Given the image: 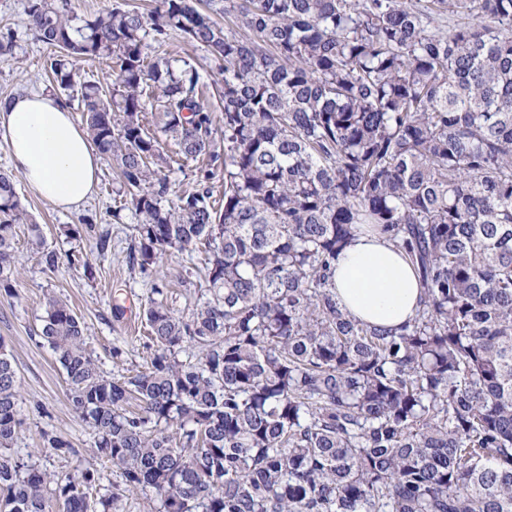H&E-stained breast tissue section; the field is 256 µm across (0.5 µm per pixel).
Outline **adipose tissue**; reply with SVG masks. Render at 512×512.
Instances as JSON below:
<instances>
[{
	"instance_id": "1",
	"label": "adipose tissue",
	"mask_w": 512,
	"mask_h": 512,
	"mask_svg": "<svg viewBox=\"0 0 512 512\" xmlns=\"http://www.w3.org/2000/svg\"><path fill=\"white\" fill-rule=\"evenodd\" d=\"M0 135L29 188L58 209H77L96 193L101 157L52 94L34 90L0 100ZM332 283L337 302L350 315L389 329L415 316L422 295L403 253L364 232L337 255Z\"/></svg>"
}]
</instances>
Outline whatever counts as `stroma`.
Listing matches in <instances>:
<instances>
[{"label": "stroma", "mask_w": 512, "mask_h": 512, "mask_svg": "<svg viewBox=\"0 0 512 512\" xmlns=\"http://www.w3.org/2000/svg\"><path fill=\"white\" fill-rule=\"evenodd\" d=\"M25 0H0V29L15 34L14 54L0 56V98L30 89L50 90L46 70L52 46L37 40L27 26ZM118 184L110 165H103L98 191L77 211L58 210L35 195L24 178H17L16 190L29 217L18 225L13 257L17 281L12 295H0V339L13 357L16 369L23 424L9 457L31 456L40 467L65 474L76 467L93 464L102 480L98 493H111L120 479L109 463L97 459L93 434L73 412L67 396L65 374L48 346L37 336L47 296L67 300L85 324L87 348L108 376L118 378L142 369L150 356L145 345L143 306L147 290L137 270L127 260L134 237L130 213L113 220L118 205ZM92 224H84V217ZM38 225L48 248L56 252L58 263L50 268L29 249L31 225ZM77 236H68V229ZM109 232L111 247L99 251V233ZM78 251L90 263L89 269L67 263L70 252ZM204 253H174L168 256L162 272L169 281L167 302L177 313L185 314L198 302V272L205 265ZM122 316H115V307ZM67 441L68 453L43 452L44 434Z\"/></svg>", "instance_id": "1"}]
</instances>
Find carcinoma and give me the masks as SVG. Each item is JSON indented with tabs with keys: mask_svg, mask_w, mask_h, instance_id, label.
Masks as SVG:
<instances>
[{
	"mask_svg": "<svg viewBox=\"0 0 512 512\" xmlns=\"http://www.w3.org/2000/svg\"><path fill=\"white\" fill-rule=\"evenodd\" d=\"M154 0L88 17L26 0L58 49L57 97L81 103L135 219L129 263L150 285V365L107 377L67 301L38 337L56 355L98 471L0 457V512H512V0ZM456 20L449 26L447 22ZM174 32L209 54L207 84ZM106 59L115 79L80 81ZM219 98L216 128L207 93ZM159 114L169 150L145 125ZM192 160L194 187L169 171ZM224 173V194L211 181ZM26 211L0 171V293ZM401 248L423 296L397 330L350 318L330 290L358 225ZM207 253L205 292L177 314L160 275ZM0 341V448L21 426ZM43 451L71 450L43 434Z\"/></svg>",
	"mask_w": 512,
	"mask_h": 512,
	"instance_id": "1",
	"label": "carcinoma"
}]
</instances>
